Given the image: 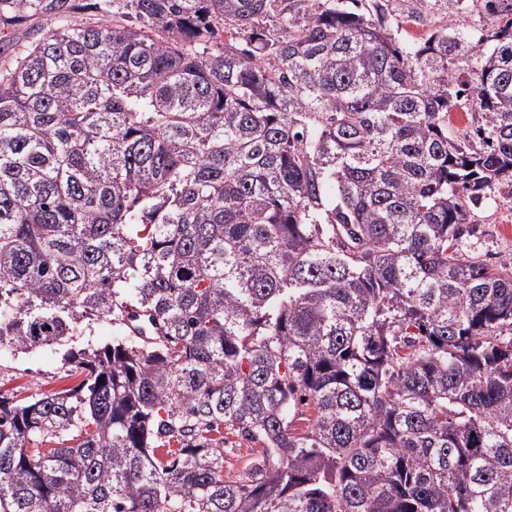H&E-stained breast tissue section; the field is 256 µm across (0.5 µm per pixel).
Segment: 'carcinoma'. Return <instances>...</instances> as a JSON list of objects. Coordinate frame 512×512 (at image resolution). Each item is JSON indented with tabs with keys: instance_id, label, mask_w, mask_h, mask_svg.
Listing matches in <instances>:
<instances>
[{
	"instance_id": "cac0c4a2",
	"label": "carcinoma",
	"mask_w": 512,
	"mask_h": 512,
	"mask_svg": "<svg viewBox=\"0 0 512 512\" xmlns=\"http://www.w3.org/2000/svg\"><path fill=\"white\" fill-rule=\"evenodd\" d=\"M39 18L0 69V348L82 379L0 397V512H512V262L459 249L512 195V23L404 51L377 4L0 0ZM456 113L461 114L463 117L459 121L448 118V136L462 138L467 134L474 141H477V138L474 136L477 123L476 120L473 121L472 119L473 114L469 110V104L464 100L460 101L456 107L451 109L449 114ZM116 328L111 321H101L93 324L82 336H75L72 346L76 349L97 347L105 343H112ZM250 448H262L258 442H254L242 436L237 431L224 428V476L239 479L244 476L247 463L257 454H252Z\"/></svg>"
}]
</instances>
